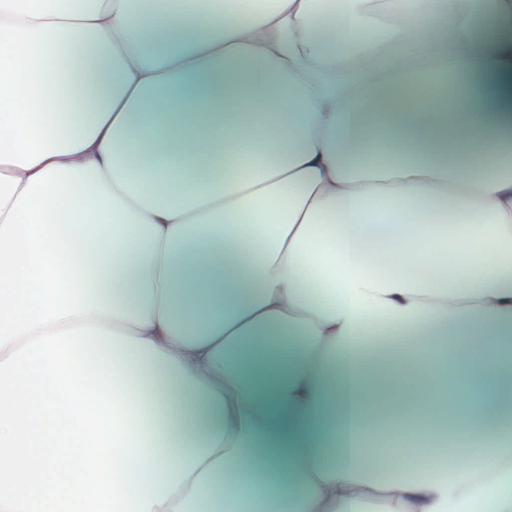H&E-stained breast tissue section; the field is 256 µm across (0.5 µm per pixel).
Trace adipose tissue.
<instances>
[{"label": "adipose tissue", "instance_id": "adipose-tissue-1", "mask_svg": "<svg viewBox=\"0 0 512 512\" xmlns=\"http://www.w3.org/2000/svg\"><path fill=\"white\" fill-rule=\"evenodd\" d=\"M53 165L148 512H512V0H0Z\"/></svg>", "mask_w": 512, "mask_h": 512}]
</instances>
